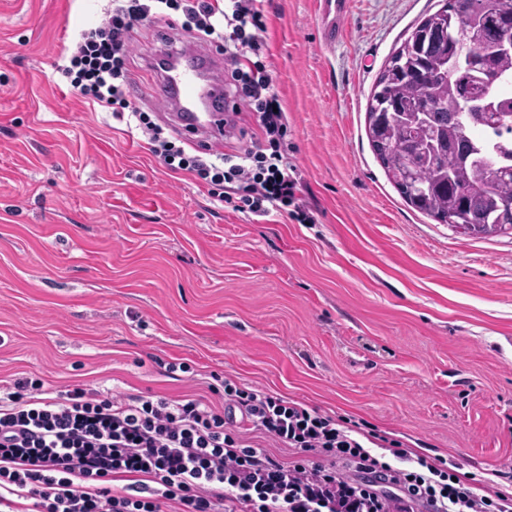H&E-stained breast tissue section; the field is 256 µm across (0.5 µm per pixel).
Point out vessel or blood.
Returning <instances> with one entry per match:
<instances>
[{"label":"vessel or blood","mask_w":512,"mask_h":512,"mask_svg":"<svg viewBox=\"0 0 512 512\" xmlns=\"http://www.w3.org/2000/svg\"><path fill=\"white\" fill-rule=\"evenodd\" d=\"M324 40L340 41L351 0H316ZM218 62L201 45L185 41L175 52L159 83L158 100L171 117L193 134L220 136L223 115L213 103L223 97V86L208 77Z\"/></svg>","instance_id":"b4317fda"}]
</instances>
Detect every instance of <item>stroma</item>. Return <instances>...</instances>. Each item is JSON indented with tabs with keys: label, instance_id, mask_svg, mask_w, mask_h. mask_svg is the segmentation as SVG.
Instances as JSON below:
<instances>
[{
	"label": "stroma",
	"instance_id": "stroma-1",
	"mask_svg": "<svg viewBox=\"0 0 512 512\" xmlns=\"http://www.w3.org/2000/svg\"><path fill=\"white\" fill-rule=\"evenodd\" d=\"M443 4L351 0L325 44L316 0H270L301 224L215 200L71 92L62 53L108 0H0V381L219 408L230 378L512 486V234L413 210L366 135L378 74ZM186 23L131 33L130 94L165 124L147 64Z\"/></svg>",
	"mask_w": 512,
	"mask_h": 512
}]
</instances>
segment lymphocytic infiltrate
<instances>
[{"label": "lymphocytic infiltrate", "mask_w": 512, "mask_h": 512, "mask_svg": "<svg viewBox=\"0 0 512 512\" xmlns=\"http://www.w3.org/2000/svg\"><path fill=\"white\" fill-rule=\"evenodd\" d=\"M265 3L112 0L109 21L77 34L61 71L76 95L131 113L169 171L223 188L221 202L236 211L306 224L281 149L286 117L270 91ZM167 9L183 12L195 38L223 43L224 95L233 101L224 123L237 127L251 112L264 148L190 154L129 99V33ZM43 387L19 378L0 396V512H512L511 490L483 485L454 461L231 379L220 409L192 396L103 398L76 385L47 397ZM254 432L307 457L281 461L253 445ZM340 460L356 478L337 472Z\"/></svg>", "instance_id": "1"}]
</instances>
